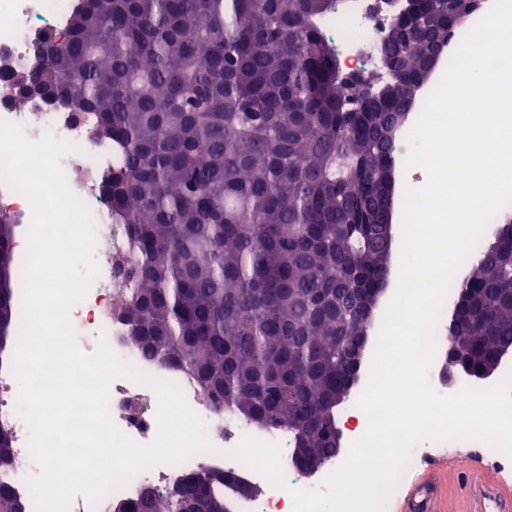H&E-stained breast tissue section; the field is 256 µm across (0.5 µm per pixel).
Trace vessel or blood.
Returning <instances> with one entry per match:
<instances>
[{
	"label": "vessel or blood",
	"instance_id": "vessel-or-blood-1",
	"mask_svg": "<svg viewBox=\"0 0 512 512\" xmlns=\"http://www.w3.org/2000/svg\"><path fill=\"white\" fill-rule=\"evenodd\" d=\"M457 482L466 496L465 512H512V480L469 449L456 460ZM395 512H448V490L441 482L415 479L397 500Z\"/></svg>",
	"mask_w": 512,
	"mask_h": 512
}]
</instances>
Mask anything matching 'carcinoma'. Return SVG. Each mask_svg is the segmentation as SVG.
<instances>
[{"instance_id": "1", "label": "carcinoma", "mask_w": 512, "mask_h": 512, "mask_svg": "<svg viewBox=\"0 0 512 512\" xmlns=\"http://www.w3.org/2000/svg\"><path fill=\"white\" fill-rule=\"evenodd\" d=\"M335 0H79L67 32L44 40L0 95L36 93L91 120L112 143L102 185L133 245L119 317L144 356L186 373L207 402L280 434L327 464L336 411L352 396L351 346L370 330L381 285L384 177L399 165L427 66L421 43L458 25L446 0H417L389 19L372 94L341 76L320 27ZM497 225L452 285L441 337L467 344L482 372L512 348V238ZM13 215L0 212V345L14 334ZM0 425V473L18 467ZM245 480L188 472L110 512H224ZM0 512H26L0 482Z\"/></svg>"}]
</instances>
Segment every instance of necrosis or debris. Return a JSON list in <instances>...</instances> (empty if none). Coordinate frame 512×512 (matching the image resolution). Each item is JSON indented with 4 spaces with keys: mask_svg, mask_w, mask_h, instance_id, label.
<instances>
[{
    "mask_svg": "<svg viewBox=\"0 0 512 512\" xmlns=\"http://www.w3.org/2000/svg\"><path fill=\"white\" fill-rule=\"evenodd\" d=\"M72 10L73 0H0V75L37 65L44 36L50 32L65 33ZM386 22V13L376 10L373 0H342L324 23L341 67L369 68L378 57ZM0 120L21 127L30 140H39L49 132L76 147L75 152L61 159L60 165L69 188L89 209L96 235L93 258L98 268L85 299L70 312L81 350L92 352L98 338L106 337L119 357L143 375L176 384L191 409L205 422L214 445L213 451L198 452L181 462L160 464L137 474L115 487V495L132 499L146 484L162 489L174 478L203 467L240 475L262 488L264 494L250 512H293L292 490L323 488L325 477L341 465V458L329 461L313 481L285 469V488L273 487L263 475L233 455L241 441L251 436L250 427L216 415L192 380L175 369L144 359L127 342L123 324L112 316L128 276L127 266L117 260L126 244V232L124 225L113 223L110 202L100 189L111 167V145L90 141L85 125L74 114L49 107L34 97L1 100ZM19 411L18 395H11L9 403L0 404V418L11 423L15 435L13 451L20 461L9 481L27 496L31 493L28 480L33 475L27 465L30 432L26 421L19 419ZM109 411L115 425L133 440L146 444L154 439L158 397L147 384L128 378L113 381L109 388Z\"/></svg>",
    "mask_w": 512,
    "mask_h": 512,
    "instance_id": "necrosis-or-debris-1",
    "label": "necrosis or debris"
}]
</instances>
